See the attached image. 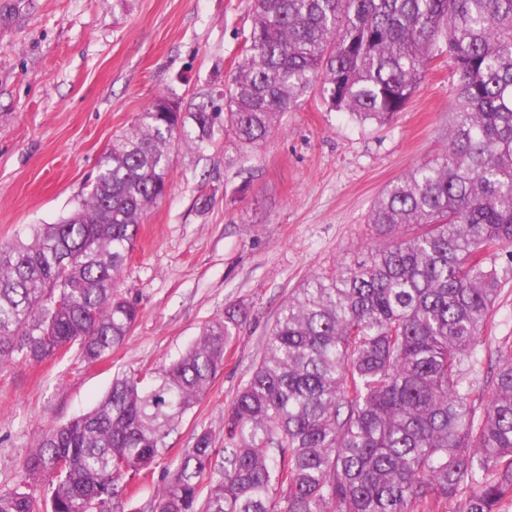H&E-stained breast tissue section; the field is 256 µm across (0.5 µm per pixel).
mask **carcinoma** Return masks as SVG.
I'll return each instance as SVG.
<instances>
[{"mask_svg": "<svg viewBox=\"0 0 512 512\" xmlns=\"http://www.w3.org/2000/svg\"><path fill=\"white\" fill-rule=\"evenodd\" d=\"M458 74L445 149L389 183L383 237L288 296L263 354L146 512H502L512 503V346L477 342L512 278V0H253L245 54L221 103L158 97L101 155L91 190L29 243L0 244V362L68 343L89 363L121 346L139 303L119 289L139 224L167 192L173 146L219 126L265 142L320 87L330 109L387 122L427 66ZM412 228L413 233L402 230ZM248 318L230 304L162 370L116 377L51 428L0 492V512H124L128 490L207 392Z\"/></svg>", "mask_w": 512, "mask_h": 512, "instance_id": "obj_1", "label": "carcinoma"}]
</instances>
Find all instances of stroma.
Listing matches in <instances>:
<instances>
[{"instance_id": "1", "label": "stroma", "mask_w": 512, "mask_h": 512, "mask_svg": "<svg viewBox=\"0 0 512 512\" xmlns=\"http://www.w3.org/2000/svg\"><path fill=\"white\" fill-rule=\"evenodd\" d=\"M252 0H0V244L29 239L87 195L100 155L155 98L183 111L223 89L243 55ZM458 76L432 65L392 122H358L319 92L259 147L218 131L175 155L167 195L142 221L123 289L141 312L125 343L90 364L77 351L0 364V491L26 453L90 410L117 376L160 369L203 326L244 304L249 320L201 401L167 440V461L207 430L259 361L281 303L313 272L376 241L371 207L390 182L442 152ZM512 337V282L479 349Z\"/></svg>"}]
</instances>
